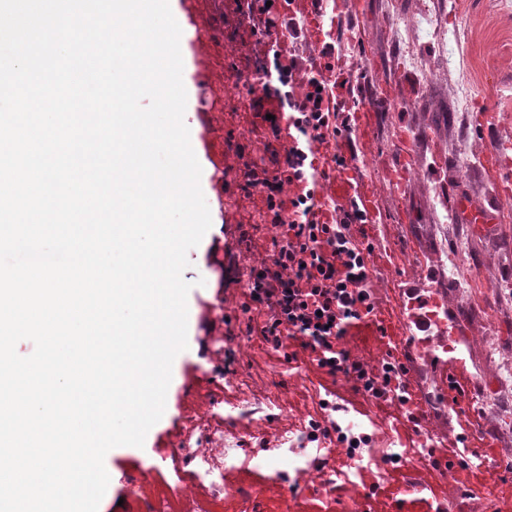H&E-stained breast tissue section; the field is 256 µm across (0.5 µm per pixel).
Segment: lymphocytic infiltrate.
<instances>
[{"label":"lymphocytic infiltrate","mask_w":512,"mask_h":512,"mask_svg":"<svg viewBox=\"0 0 512 512\" xmlns=\"http://www.w3.org/2000/svg\"><path fill=\"white\" fill-rule=\"evenodd\" d=\"M323 0H235L261 50L260 71L275 77L250 87L249 108L263 118L272 136L269 163L249 168L245 190L261 194L266 217L279 227L265 258L252 266L241 290L247 334L273 348L292 339L291 361L306 358L321 383L346 379L355 394L379 407L402 413L418 431L417 401L409 390L411 365L396 347L377 362L351 356L345 344L351 330L377 301L372 293L375 245L366 232L373 207L358 192L344 193L325 216L318 190L329 169L345 172V144L361 109L378 112L388 100L369 91L367 100L345 95L350 81L335 76V47L324 43L320 57L301 64L279 29L298 31L301 18L323 17ZM474 377L465 360L448 361V402L456 406L457 441L431 448L448 470L465 475L466 492H475L479 473L466 449L482 447L483 409L473 407Z\"/></svg>","instance_id":"obj_1"}]
</instances>
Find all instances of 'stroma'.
Listing matches in <instances>:
<instances>
[{"label": "stroma", "mask_w": 512, "mask_h": 512, "mask_svg": "<svg viewBox=\"0 0 512 512\" xmlns=\"http://www.w3.org/2000/svg\"><path fill=\"white\" fill-rule=\"evenodd\" d=\"M187 43L188 77L193 98L190 141L214 174L203 194L216 226L210 237L188 253L183 277L191 282L188 300L195 310L194 349L176 365L177 380L166 396L162 418L149 430L143 447L115 448L105 457L110 476L100 512H150L142 497L152 486L177 492L205 512L207 494L190 491L177 471L173 451L180 435L200 418L224 416L244 398L258 399L271 378L280 383L281 406L264 430L233 421L241 455L263 447L306 416L316 397L318 379L309 366L289 363L283 351L236 331L227 336L225 317L238 314L241 273L265 257L277 235L272 224L254 217L263 209L259 193L242 189L247 165L267 157L268 134L245 110L247 99L235 93L237 82L255 71L256 38L235 11L234 0H177ZM340 28L331 41L341 49V66L352 85L383 92L390 107L369 112L361 123L366 135L352 133L350 181L376 207L368 232L376 245L373 291L389 326L404 323L420 301L437 298L448 311L457 338L454 354L466 359L477 383L476 404L486 413L483 448L485 486L465 496L454 474L432 478V490L410 493L415 471L391 496H358L353 481L335 473L292 471L276 475L259 466L224 473V512H393L396 500L410 512H512V499L498 498L500 461L512 459V298L499 281L512 278V222L483 230L448 211V198L464 195L482 204L501 186H512V10L496 0H335ZM431 15L437 32L414 36L415 63L406 62L393 38L395 24L414 27ZM474 89L472 110L457 108L462 87ZM492 111L482 126L478 105ZM506 145L507 166L491 169L471 163L485 140ZM248 225L251 247L239 246L240 225ZM226 339L234 368L244 373L246 389L228 386L215 369L223 358L214 344ZM369 427L406 432L392 415L356 397L346 382L331 396ZM248 484L247 496L233 494Z\"/></svg>", "instance_id": "obj_1"}]
</instances>
